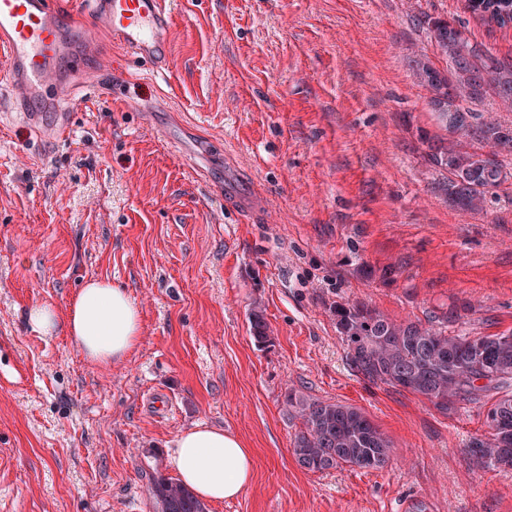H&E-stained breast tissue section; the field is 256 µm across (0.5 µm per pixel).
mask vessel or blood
<instances>
[{
	"instance_id": "obj_1",
	"label": "vessel or blood",
	"mask_w": 512,
	"mask_h": 512,
	"mask_svg": "<svg viewBox=\"0 0 512 512\" xmlns=\"http://www.w3.org/2000/svg\"><path fill=\"white\" fill-rule=\"evenodd\" d=\"M90 26L58 0H0V65L5 68L15 119L42 141L69 130L68 98L77 78L93 81L89 59L108 34L152 76L172 63L168 0H89Z\"/></svg>"
}]
</instances>
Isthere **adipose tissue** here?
<instances>
[{
  "instance_id": "obj_1",
  "label": "adipose tissue",
  "mask_w": 512,
  "mask_h": 512,
  "mask_svg": "<svg viewBox=\"0 0 512 512\" xmlns=\"http://www.w3.org/2000/svg\"><path fill=\"white\" fill-rule=\"evenodd\" d=\"M28 321L44 334L64 331L87 359L99 364L126 358L142 332L138 309L127 292L101 279L89 280L66 313L37 305L30 308ZM168 463L181 483L213 503L238 498L254 479L252 450L234 434L200 423L171 442Z\"/></svg>"
}]
</instances>
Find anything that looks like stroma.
<instances>
[{
	"instance_id": "stroma-1",
	"label": "stroma",
	"mask_w": 512,
	"mask_h": 512,
	"mask_svg": "<svg viewBox=\"0 0 512 512\" xmlns=\"http://www.w3.org/2000/svg\"><path fill=\"white\" fill-rule=\"evenodd\" d=\"M174 62L139 72L101 38L70 132L0 121V512H154L149 476L196 423L255 458L209 512H512V470L477 471L485 403L443 414L348 364L332 306L402 321L469 303L464 330H512V185L480 213L435 191L440 128L412 60L446 69L428 19L499 57L512 26L464 0H170ZM242 204L224 201L227 174ZM396 268L365 277L362 265ZM126 289L142 336L98 365L26 321L90 279ZM261 309L272 341L250 332ZM360 408L393 443L382 469L313 473L292 453L287 388ZM170 401L157 417L148 398Z\"/></svg>"
}]
</instances>
